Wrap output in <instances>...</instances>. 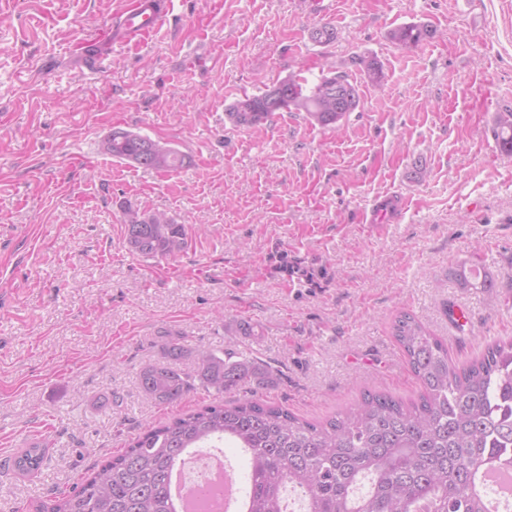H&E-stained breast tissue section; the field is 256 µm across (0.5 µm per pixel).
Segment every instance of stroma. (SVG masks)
I'll list each match as a JSON object with an SVG mask.
<instances>
[{
    "label": "stroma",
    "instance_id": "obj_1",
    "mask_svg": "<svg viewBox=\"0 0 512 512\" xmlns=\"http://www.w3.org/2000/svg\"><path fill=\"white\" fill-rule=\"evenodd\" d=\"M132 2L0 0V512H34L146 424L212 402L141 390L167 335L269 368L260 396L317 422L367 391L417 397L398 313L459 365L512 337V153L494 136L512 112V0H333L330 17L313 0H169L161 28L88 56ZM324 23L335 40L312 41ZM411 23L436 37L390 39ZM327 60L361 97L338 128L228 120L243 95L317 82ZM116 127L190 162L117 161L102 149ZM390 194L401 218L366 223ZM128 207L185 225L184 248L132 254ZM462 264L493 287H461ZM447 302L473 312L469 333ZM32 446L47 459L25 477L13 460Z\"/></svg>",
    "mask_w": 512,
    "mask_h": 512
}]
</instances>
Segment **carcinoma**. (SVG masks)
Returning a JSON list of instances; mask_svg holds the SVG:
<instances>
[{
  "instance_id": "cac0c4a2",
  "label": "carcinoma",
  "mask_w": 512,
  "mask_h": 512,
  "mask_svg": "<svg viewBox=\"0 0 512 512\" xmlns=\"http://www.w3.org/2000/svg\"><path fill=\"white\" fill-rule=\"evenodd\" d=\"M436 36L429 25L406 24L390 32L404 46ZM378 84L382 66L358 59ZM282 105L269 90L244 96L227 107L237 128L251 129L276 112H304L310 122L335 127L360 105L357 87L333 73L310 85L303 78L280 81ZM495 138L512 153V112L499 118ZM104 150L119 161L155 171H173L189 158L166 143L124 129H114ZM125 240L145 257L181 250L185 225L164 212L124 209ZM465 288H491L462 266ZM392 336L420 386L417 399L405 402L382 391H368L351 408L322 422L302 419L288 409L252 397L231 404L210 403L172 420L149 426L127 448L111 457L68 492L37 506L36 512H173L169 473L188 448L231 441L249 460L245 512H286L282 488L291 484L306 494L307 512H487L486 498L473 491L489 463L512 465V339L486 346L467 365L456 366L448 347L408 313L391 325ZM194 358L192 373L178 362ZM140 387L160 404L174 403L199 384L218 396L264 373L233 353L189 352L171 341L161 359L143 367ZM45 449L24 448L14 465L21 475L39 471Z\"/></svg>"
}]
</instances>
